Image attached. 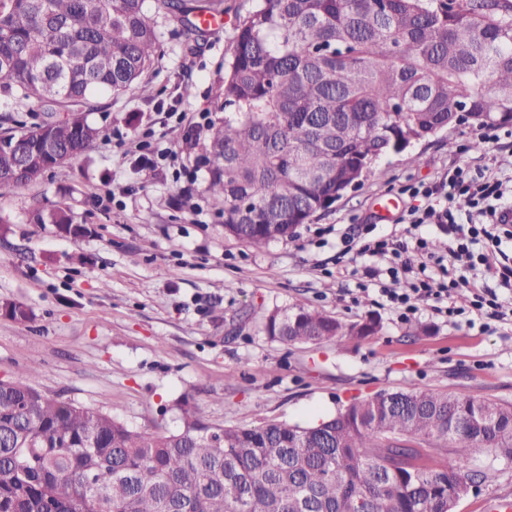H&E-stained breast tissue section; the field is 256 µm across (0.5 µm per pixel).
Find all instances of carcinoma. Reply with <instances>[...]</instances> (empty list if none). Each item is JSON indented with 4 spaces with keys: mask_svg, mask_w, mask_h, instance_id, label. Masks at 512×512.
Here are the masks:
<instances>
[{
    "mask_svg": "<svg viewBox=\"0 0 512 512\" xmlns=\"http://www.w3.org/2000/svg\"><path fill=\"white\" fill-rule=\"evenodd\" d=\"M198 162L224 235L287 240L375 174L377 161L455 125L512 124V0H249ZM224 4V0L216 2ZM202 0H0V97L48 107L4 132L0 189L38 181L91 149L93 101L135 88L160 55L157 19L194 50ZM64 109L60 120L53 112ZM90 232L57 208L36 214ZM317 310L275 311L287 344L369 336ZM0 379V512H449L487 450L512 461V404L455 392H379L320 421L253 427L184 410L176 431L140 432ZM454 463L427 466L431 449Z\"/></svg>",
    "mask_w": 512,
    "mask_h": 512,
    "instance_id": "carcinoma-1",
    "label": "carcinoma"
}]
</instances>
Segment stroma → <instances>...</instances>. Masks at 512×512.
<instances>
[{
  "label": "stroma",
  "mask_w": 512,
  "mask_h": 512,
  "mask_svg": "<svg viewBox=\"0 0 512 512\" xmlns=\"http://www.w3.org/2000/svg\"><path fill=\"white\" fill-rule=\"evenodd\" d=\"M238 23L225 12L223 28L187 55L159 22L162 50L147 75L155 99L133 90L97 98L90 118L102 133L92 149L37 183L0 190V378L35 370L43 392L142 432L180 428L183 399L225 426L308 425L353 400L410 388L512 403V321L467 326L425 309L400 322L359 290L370 276L337 260L359 225L402 234V225L378 219L375 198L408 209L401 186L434 179L461 156L510 169L512 143L475 148L474 128L463 124L384 159L293 239L254 246L225 236L204 198L205 170L187 176L180 149L213 115ZM146 131L176 152L152 170L134 153ZM57 206L89 234L34 223L35 209ZM14 305L27 319L10 316ZM298 307L347 323L372 317L381 329L336 343L268 336L269 313ZM475 463L494 465L497 477L455 512H487L493 499L512 498V461L483 451Z\"/></svg>",
  "instance_id": "1"
}]
</instances>
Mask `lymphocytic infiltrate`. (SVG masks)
I'll return each mask as SVG.
<instances>
[{"mask_svg": "<svg viewBox=\"0 0 512 512\" xmlns=\"http://www.w3.org/2000/svg\"><path fill=\"white\" fill-rule=\"evenodd\" d=\"M401 191L416 201L400 218L415 229L409 240L378 234L359 246L345 242L342 249L346 255L355 252L387 260L389 283L379 288L378 305L389 307L404 322L425 305L469 324L486 315L506 318L511 304L500 290L512 288V256L502 248L504 241L512 240V209L507 206L512 200V176L485 165L456 161L435 179L407 183ZM425 224L444 225L453 232L447 257L435 255L428 238L417 235V227ZM411 250L422 257L418 266L403 258ZM456 260L482 265L483 283L474 286L456 277L452 267ZM466 287L472 292L468 307L455 306L454 293Z\"/></svg>", "mask_w": 512, "mask_h": 512, "instance_id": "lymphocytic-infiltrate-1", "label": "lymphocytic infiltrate"}]
</instances>
